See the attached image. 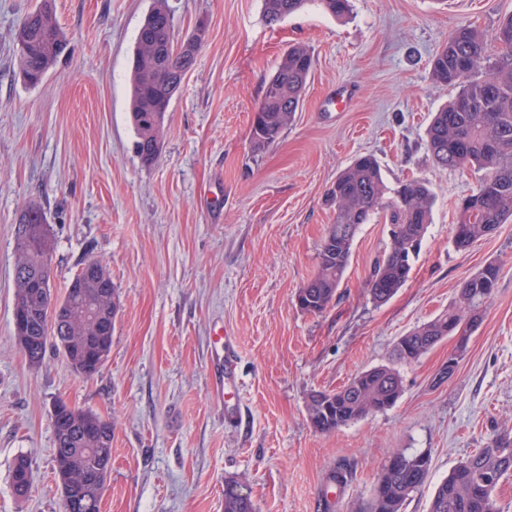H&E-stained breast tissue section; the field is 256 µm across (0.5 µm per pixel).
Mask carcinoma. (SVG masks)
I'll return each instance as SVG.
<instances>
[{
	"mask_svg": "<svg viewBox=\"0 0 512 512\" xmlns=\"http://www.w3.org/2000/svg\"><path fill=\"white\" fill-rule=\"evenodd\" d=\"M307 2L263 0V15L272 25L300 12ZM315 2L336 18H343L350 11L349 0ZM188 40L192 42L190 49H176L170 13L163 0H155L138 31L130 75L135 150L146 166L155 163L159 156L165 111L179 93L185 72L194 63L200 35L195 33ZM14 42L24 78L32 85L39 83L66 48L53 0H40L39 7L16 30ZM313 67V55L302 45L291 46L282 55L265 84L255 115L252 151L262 152L275 144L292 123ZM432 79L457 89L453 100L435 113L426 131V147L433 162L445 169L483 172L476 187L459 204L451 229L454 246L464 250L512 220V15L499 21L490 41L470 25L453 29L435 56ZM325 202L333 208L334 222L322 241L315 275L296 294L299 309L317 314L332 303L349 266L360 225L372 223L380 214L389 224V243L374 265L367 288L375 303L387 302L409 280L431 223L434 194L429 183L412 178L390 188L379 162L365 155L339 173ZM44 223L46 217L37 207L27 208L18 219V227H28L33 237L38 236ZM15 253V268L26 267L30 275L27 281L15 278V308L36 316L30 335L41 337L40 346L28 358L31 364L42 362L51 341L73 367L84 362L86 337L98 334L106 347H111L117 310L112 277L83 267L72 279L65 297H70L73 288L94 297L103 327L97 331L91 323L75 316L67 323L66 338L60 341L55 338L59 314L53 311L39 287L41 283H50L51 265H43L37 258L22 253L19 243ZM499 275L496 263L485 264L464 281L457 305L398 338L393 347L394 358L405 363L416 361L460 328L472 331L482 320ZM402 392L399 372L381 365L359 373L340 389L311 392L308 418L316 431L331 433L393 406ZM92 416L90 411L74 416L64 410L54 426L55 476L70 485L73 497L90 504L83 512H101V500L92 493L94 460L83 449L100 448L103 456L112 458L111 421L104 424L102 435L85 442L76 440V422ZM495 443L496 449L480 448L448 473L436 486L428 512H499L495 489L501 479L512 474V433L495 434ZM430 470L429 455L394 452L390 464L384 466L378 477L367 512H403L407 500L426 484ZM29 473L30 461L23 456L16 458L11 479L19 499L25 497L19 485ZM235 486V480L226 483L224 512H255L250 497L231 491Z\"/></svg>",
	"mask_w": 512,
	"mask_h": 512,
	"instance_id": "cac0c4a2",
	"label": "carcinoma"
}]
</instances>
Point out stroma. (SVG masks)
I'll use <instances>...</instances> for the list:
<instances>
[{
	"label": "stroma",
	"instance_id": "1",
	"mask_svg": "<svg viewBox=\"0 0 512 512\" xmlns=\"http://www.w3.org/2000/svg\"><path fill=\"white\" fill-rule=\"evenodd\" d=\"M40 0H0V512H62L53 404L112 421V470L101 512H224L227 479L256 512H361L392 453L431 457L427 484L403 512H428L461 460L512 432V221L456 250V208L480 177L436 166L426 128L455 88L431 63L461 24L493 35L512 0H352L339 20L316 3L276 25L262 0H166L176 40L204 25L201 47L165 116L157 162L142 166L130 121V59L154 0H54L68 47L37 86L21 74L14 34ZM316 64L278 142L250 150L263 88L288 47ZM385 182L418 178L436 195L407 283L374 303L367 280L388 245L361 225L333 303L302 312L295 295L317 270L333 212L325 197L360 155ZM41 207L64 295L85 262H105L119 297L100 371L76 374L47 350L30 364L13 327L20 213ZM496 261L495 295L454 376L438 382L454 337L396 365L390 408L335 432L309 423L314 390L391 362L402 335L452 307L463 282ZM238 381L219 386L217 331ZM32 463L15 497L18 456ZM343 471L347 483L329 486Z\"/></svg>",
	"mask_w": 512,
	"mask_h": 512
}]
</instances>
